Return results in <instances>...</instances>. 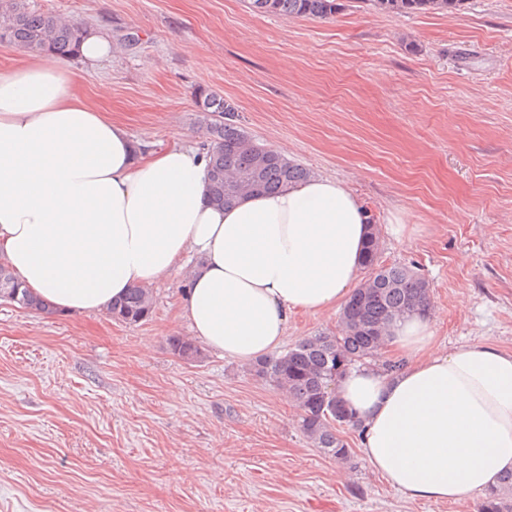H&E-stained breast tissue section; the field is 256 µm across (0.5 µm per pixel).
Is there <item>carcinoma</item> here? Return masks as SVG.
<instances>
[{"label":"carcinoma","mask_w":512,"mask_h":512,"mask_svg":"<svg viewBox=\"0 0 512 512\" xmlns=\"http://www.w3.org/2000/svg\"><path fill=\"white\" fill-rule=\"evenodd\" d=\"M377 11L393 14L450 12L463 0H365ZM248 8L261 15L286 19H328L340 9L339 0H247ZM87 28L56 13L31 9L27 0H0V41L25 53L59 57L77 56V45ZM202 122L210 135L209 191L212 200L225 207L266 192L298 184L313 176L309 168L282 153L255 142L235 120V107L217 93H201ZM378 225H371L365 247V276L343 306L336 333L307 336L275 357L253 366L256 376L288 393L301 411L306 437L338 460L347 461L351 449L336 435L339 427L361 428L352 410L339 398H328L327 387L352 367L375 359L383 349L390 325L401 318L430 313L428 282L409 266L380 261ZM154 305L152 291L135 288L113 303L108 312L127 324L146 320ZM20 306L48 312L38 296L21 288ZM173 354L187 361L201 351L194 341L180 336L169 339ZM479 512H512V472L488 491Z\"/></svg>","instance_id":"obj_1"}]
</instances>
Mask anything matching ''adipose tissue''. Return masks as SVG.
Instances as JSON below:
<instances>
[{
    "mask_svg": "<svg viewBox=\"0 0 512 512\" xmlns=\"http://www.w3.org/2000/svg\"><path fill=\"white\" fill-rule=\"evenodd\" d=\"M207 148L138 149L78 95L67 62L33 55L0 70V255L63 313L107 309L199 256L182 313L236 362L277 350L291 314L343 307L372 220L340 180L211 202ZM400 370H349L336 393L361 422L371 469L412 501L479 496L512 470V352H441L428 319L397 322Z\"/></svg>",
    "mask_w": 512,
    "mask_h": 512,
    "instance_id": "1",
    "label": "adipose tissue"
}]
</instances>
